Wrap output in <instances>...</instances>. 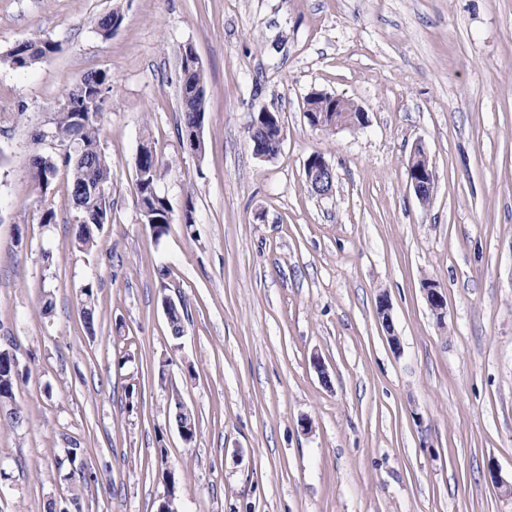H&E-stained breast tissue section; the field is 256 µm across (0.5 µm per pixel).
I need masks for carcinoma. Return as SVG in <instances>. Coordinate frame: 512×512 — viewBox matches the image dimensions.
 <instances>
[{"label": "carcinoma", "mask_w": 512, "mask_h": 512, "mask_svg": "<svg viewBox=\"0 0 512 512\" xmlns=\"http://www.w3.org/2000/svg\"><path fill=\"white\" fill-rule=\"evenodd\" d=\"M123 17L117 11L103 15L97 21L98 31L108 38L122 23ZM57 50V44L49 39H32L25 44L14 46L7 54L6 61L15 69L30 68L48 60ZM112 90L110 77L100 71L84 75L81 86L72 93L75 108L57 110L52 118L51 138L64 145L75 146V150L61 153L57 158L36 153L31 158L30 174L39 189L52 190L47 172L64 167L68 174L67 194L72 203L81 211L83 220L78 226L76 239L80 246L93 244L95 235L112 220V202L108 197H98L88 193L89 186H108L112 179L111 168L102 151L100 130L103 120V106L107 94ZM180 129L195 125L204 118V97L192 93L190 85L180 92ZM279 119L277 112L262 122V126L252 132L253 149L264 154H277L281 144L278 141ZM146 151L145 164L140 166L142 174L134 180L136 194L142 195L140 206L144 219L151 220L149 226L160 238L173 222V209L169 201L154 190L162 177V163L157 154L151 152V145H141ZM84 326L89 334L95 333L96 293L93 282L82 286L79 294ZM184 302L176 304L169 314L168 326L173 338L178 339L184 331ZM24 378L17 357L7 349H0V423L14 426L22 422L20 410L13 407L15 391ZM84 449L76 441L70 442L66 457L73 464L66 477L75 476L87 485L98 483L97 473L84 460Z\"/></svg>", "instance_id": "1"}]
</instances>
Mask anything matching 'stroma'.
Segmentation results:
<instances>
[{"instance_id":"obj_1","label":"stroma","mask_w":512,"mask_h":512,"mask_svg":"<svg viewBox=\"0 0 512 512\" xmlns=\"http://www.w3.org/2000/svg\"><path fill=\"white\" fill-rule=\"evenodd\" d=\"M31 38L58 50L5 62ZM187 45L205 86L199 156L178 133ZM91 71L112 81V222L82 249L66 172L44 195L29 161L61 154L50 119ZM314 92L368 125L311 127ZM264 108L285 129L271 160L251 146ZM0 113V343L27 371L24 420L0 426V512H156L162 458L184 477L181 512H512V0H0ZM146 139L173 209L159 239L134 190ZM419 142L437 177L426 203L408 184ZM314 153L335 170L331 197L306 181ZM167 297L187 305L177 340ZM175 392L196 413L190 444ZM73 440L98 484L65 479ZM57 48V44L49 39L26 40L22 46L16 44L6 54L5 60L13 68L26 69L48 60ZM80 306L84 326L88 333L95 331L96 293L93 282L89 281L82 286L79 294Z\"/></svg>"}]
</instances>
